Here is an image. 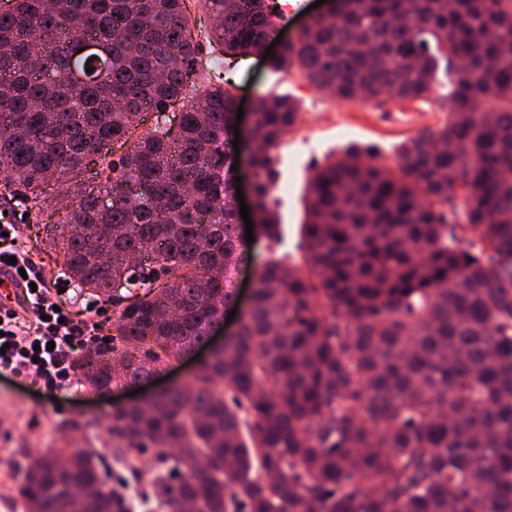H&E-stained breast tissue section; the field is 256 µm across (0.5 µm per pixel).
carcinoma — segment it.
Returning a JSON list of instances; mask_svg holds the SVG:
<instances>
[{
	"instance_id": "carcinoma-1",
	"label": "carcinoma",
	"mask_w": 512,
	"mask_h": 512,
	"mask_svg": "<svg viewBox=\"0 0 512 512\" xmlns=\"http://www.w3.org/2000/svg\"><path fill=\"white\" fill-rule=\"evenodd\" d=\"M200 2L216 68L261 50L283 19L278 0ZM88 41L98 49L81 51ZM441 58L462 63L448 123L392 166L369 148L315 169L305 267L267 259L223 348L109 415L112 459L149 486L150 512H512V0H331L268 65L370 102L430 93ZM202 68L186 0L0 3L10 214L43 223L46 187L95 164V186L50 229L65 277L114 307L112 334L72 358L86 389L180 360L236 302L235 97L189 93ZM297 120L287 95L253 115L255 228L269 243L276 150ZM117 145L129 149L115 161ZM15 496L23 512L132 508L97 448L28 455Z\"/></svg>"
}]
</instances>
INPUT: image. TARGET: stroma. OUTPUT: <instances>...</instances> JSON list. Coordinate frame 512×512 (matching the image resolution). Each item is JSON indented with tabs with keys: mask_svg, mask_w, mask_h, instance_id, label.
I'll return each mask as SVG.
<instances>
[{
	"mask_svg": "<svg viewBox=\"0 0 512 512\" xmlns=\"http://www.w3.org/2000/svg\"><path fill=\"white\" fill-rule=\"evenodd\" d=\"M240 97L245 111L238 128L247 136L249 111L268 94H285L299 104L294 129L279 147V177L275 197L279 201L283 242L268 248L259 239L245 245L238 263L237 281L242 302H249L263 262L269 254L288 257L290 263L303 262L300 226L306 218L305 195L312 165L326 156L343 154L351 148H378L386 162H393L403 142L424 128L435 129L448 120L449 78L438 72L433 91L415 101L384 99L367 103H340L311 87L298 73H272L265 58L250 56L239 61L226 74ZM45 224L61 219L65 208L57 190H48L42 200ZM45 224H25L21 238L43 266L44 276L53 288L54 301L69 307L79 317L100 321L110 329L112 305L99 300L90 291L67 286L60 277L54 252L45 247ZM127 390L120 389L111 402L90 399L87 390L52 397L8 378H0V512H16L10 489L19 478L24 458L45 448H101L109 440L107 416L113 405L128 402ZM95 419L93 428L73 429L68 420Z\"/></svg>",
	"mask_w": 512,
	"mask_h": 512,
	"instance_id": "stroma-1",
	"label": "stroma"
}]
</instances>
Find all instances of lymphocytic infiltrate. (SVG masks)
Segmentation results:
<instances>
[{
    "label": "lymphocytic infiltrate",
    "mask_w": 512,
    "mask_h": 512,
    "mask_svg": "<svg viewBox=\"0 0 512 512\" xmlns=\"http://www.w3.org/2000/svg\"><path fill=\"white\" fill-rule=\"evenodd\" d=\"M16 264H9V257ZM9 264L11 272L25 270L28 282L37 286L28 292L23 310H0V337L7 347L0 352V374L24 379L27 387L60 392L74 389L70 360L77 347L91 334L93 327L73 315L55 311L48 283L37 271L28 252L21 249L12 224L0 228V264Z\"/></svg>",
    "instance_id": "obj_1"
}]
</instances>
